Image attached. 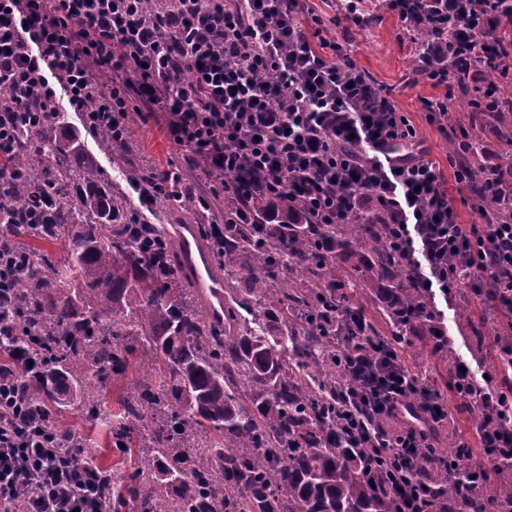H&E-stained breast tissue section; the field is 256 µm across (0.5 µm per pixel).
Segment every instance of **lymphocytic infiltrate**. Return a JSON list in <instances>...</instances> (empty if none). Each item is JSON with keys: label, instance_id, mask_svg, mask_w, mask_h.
Here are the masks:
<instances>
[{"label": "lymphocytic infiltrate", "instance_id": "f902f5d3", "mask_svg": "<svg viewBox=\"0 0 512 512\" xmlns=\"http://www.w3.org/2000/svg\"><path fill=\"white\" fill-rule=\"evenodd\" d=\"M148 15L143 0H0V109L30 124L87 100L108 123L129 112L163 117L168 136L197 164L213 194L228 198L242 222L348 224L369 215L387 226L393 262L418 285L512 304V215L491 219L499 172L458 164V197L388 93L347 57L342 43L310 33L307 0H167ZM422 41L412 83L478 80L500 67L499 26L512 0H385ZM114 73L102 83L97 71ZM60 86H52L50 77ZM469 223H461V211ZM336 352L354 382L345 406L384 469L362 464L366 479L399 473L396 512H429L403 473L416 448L443 457L456 478L461 449L478 445L480 471L512 461V393L482 375L454 371L449 388L462 411L486 414L476 436L441 447L448 408L428 370L410 364L401 336L367 347L337 337ZM31 352H0V512L25 501L28 512H104L78 434L44 423L27 395Z\"/></svg>", "mask_w": 512, "mask_h": 512}]
</instances>
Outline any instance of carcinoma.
<instances>
[{"label":"carcinoma","mask_w":512,"mask_h":512,"mask_svg":"<svg viewBox=\"0 0 512 512\" xmlns=\"http://www.w3.org/2000/svg\"><path fill=\"white\" fill-rule=\"evenodd\" d=\"M53 116L19 132L26 149L0 152V222L14 224L39 195L49 222L27 239L59 241L61 264L28 247L30 271L15 289L12 332L41 358L32 400L55 418L79 410L105 426L116 449L137 453L123 478L99 467L112 512H394L397 486H372L341 448L336 397L348 379L336 358L339 321L328 287L365 271L383 300L369 316L373 336H430L431 297L391 265L382 224H254L224 202L227 297L224 323L208 318L188 276L177 272L166 232L147 223L130 197L105 180L81 141ZM126 183L162 171L145 160L129 124L91 127ZM195 171L149 201L161 222L194 204ZM352 252L336 266L319 243ZM253 318L249 326L242 311ZM134 377L109 406L94 386ZM411 467L430 502L447 512H487L512 501V467L484 477L432 464L417 448Z\"/></svg>","instance_id":"obj_1"}]
</instances>
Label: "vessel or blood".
<instances>
[{
  "mask_svg": "<svg viewBox=\"0 0 512 512\" xmlns=\"http://www.w3.org/2000/svg\"><path fill=\"white\" fill-rule=\"evenodd\" d=\"M169 232L174 239L181 269L189 275L208 316L217 322L224 319V278L216 269L211 253L193 224H173Z\"/></svg>",
  "mask_w": 512,
  "mask_h": 512,
  "instance_id": "1",
  "label": "vessel or blood"
}]
</instances>
